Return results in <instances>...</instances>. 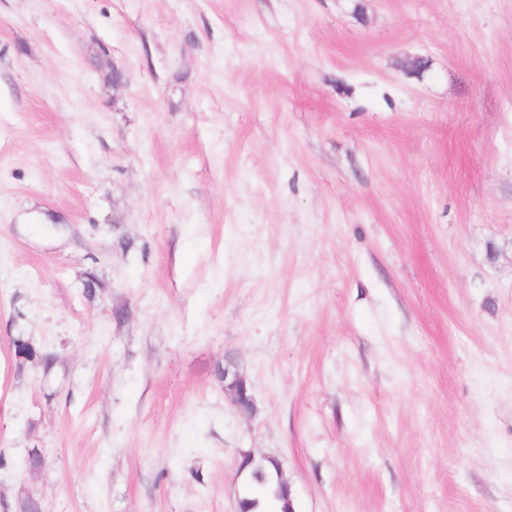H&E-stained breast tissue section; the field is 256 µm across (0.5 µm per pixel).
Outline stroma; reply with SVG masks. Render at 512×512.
<instances>
[{"label":"stroma","instance_id":"obj_1","mask_svg":"<svg viewBox=\"0 0 512 512\" xmlns=\"http://www.w3.org/2000/svg\"><path fill=\"white\" fill-rule=\"evenodd\" d=\"M246 451L512 512V0H0V512H236ZM13 348L15 357L20 361V363L25 362L27 359L40 360L43 363V369L46 372H49L55 364V355L49 352L37 350L22 336L15 337L13 339ZM21 356H23V358H20ZM226 363V362H225ZM224 363V392L230 397L234 406L241 408L240 399L246 398L254 408L253 397L248 394L247 381L244 376L237 370L235 364L229 362Z\"/></svg>","mask_w":512,"mask_h":512}]
</instances>
